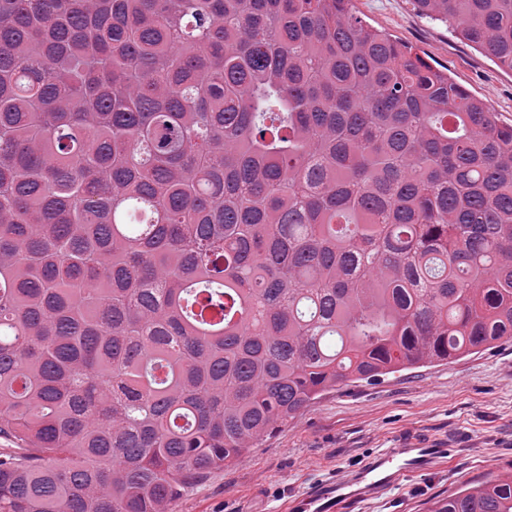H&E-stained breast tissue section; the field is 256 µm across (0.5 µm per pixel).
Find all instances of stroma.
I'll return each mask as SVG.
<instances>
[{
  "label": "stroma",
  "instance_id": "obj_1",
  "mask_svg": "<svg viewBox=\"0 0 512 512\" xmlns=\"http://www.w3.org/2000/svg\"><path fill=\"white\" fill-rule=\"evenodd\" d=\"M366 24L424 52L512 123V72L419 16L410 0H354ZM419 436L446 464L349 504L348 512H429L461 483L512 476V339L479 354L325 392L234 466L188 488L175 512H295L385 448Z\"/></svg>",
  "mask_w": 512,
  "mask_h": 512
}]
</instances>
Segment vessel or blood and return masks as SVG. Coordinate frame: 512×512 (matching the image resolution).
I'll list each match as a JSON object with an SVG mask.
<instances>
[{
  "instance_id": "1",
  "label": "vessel or blood",
  "mask_w": 512,
  "mask_h": 512,
  "mask_svg": "<svg viewBox=\"0 0 512 512\" xmlns=\"http://www.w3.org/2000/svg\"><path fill=\"white\" fill-rule=\"evenodd\" d=\"M448 453V448L421 441L386 449L330 486L323 493L319 508L321 512H344L347 504L355 499L384 492L411 475L430 471Z\"/></svg>"
}]
</instances>
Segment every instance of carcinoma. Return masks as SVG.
<instances>
[{"label": "carcinoma", "instance_id": "1", "mask_svg": "<svg viewBox=\"0 0 512 512\" xmlns=\"http://www.w3.org/2000/svg\"><path fill=\"white\" fill-rule=\"evenodd\" d=\"M411 3L512 71V0ZM504 339L512 125L352 0H0V512H174Z\"/></svg>", "mask_w": 512, "mask_h": 512}]
</instances>
